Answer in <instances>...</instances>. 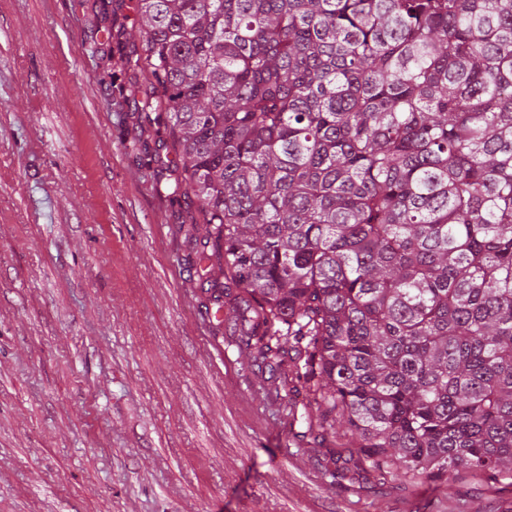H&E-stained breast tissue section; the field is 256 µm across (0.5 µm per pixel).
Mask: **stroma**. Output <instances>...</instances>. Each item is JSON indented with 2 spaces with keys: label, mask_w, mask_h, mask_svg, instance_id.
<instances>
[{
  "label": "stroma",
  "mask_w": 512,
  "mask_h": 512,
  "mask_svg": "<svg viewBox=\"0 0 512 512\" xmlns=\"http://www.w3.org/2000/svg\"><path fill=\"white\" fill-rule=\"evenodd\" d=\"M0 0V512H512V478L376 483L301 438L199 314L135 0Z\"/></svg>",
  "instance_id": "1"
}]
</instances>
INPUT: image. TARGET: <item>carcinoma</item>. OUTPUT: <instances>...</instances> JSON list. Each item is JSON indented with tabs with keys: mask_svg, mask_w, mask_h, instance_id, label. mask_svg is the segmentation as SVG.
<instances>
[{
	"mask_svg": "<svg viewBox=\"0 0 512 512\" xmlns=\"http://www.w3.org/2000/svg\"><path fill=\"white\" fill-rule=\"evenodd\" d=\"M204 316L377 480L512 474V0H137Z\"/></svg>",
	"mask_w": 512,
	"mask_h": 512,
	"instance_id": "cac0c4a2",
	"label": "carcinoma"
}]
</instances>
